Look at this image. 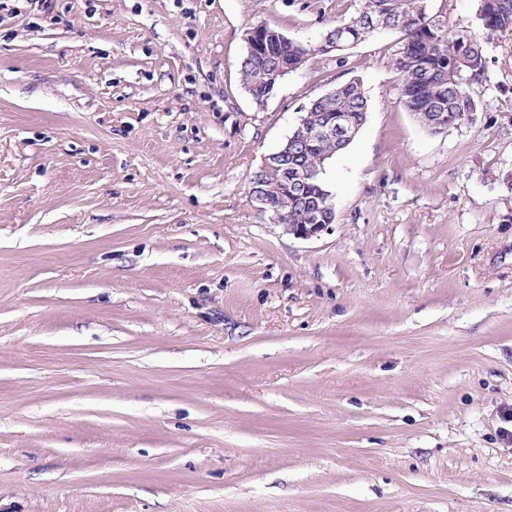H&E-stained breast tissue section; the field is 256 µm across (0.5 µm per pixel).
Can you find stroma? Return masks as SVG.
Instances as JSON below:
<instances>
[{
  "mask_svg": "<svg viewBox=\"0 0 512 512\" xmlns=\"http://www.w3.org/2000/svg\"><path fill=\"white\" fill-rule=\"evenodd\" d=\"M360 6L0 0V512H512V31L440 133L393 30L255 104L250 27ZM352 80L295 237L251 179Z\"/></svg>",
  "mask_w": 512,
  "mask_h": 512,
  "instance_id": "35a3bbf8",
  "label": "stroma"
}]
</instances>
